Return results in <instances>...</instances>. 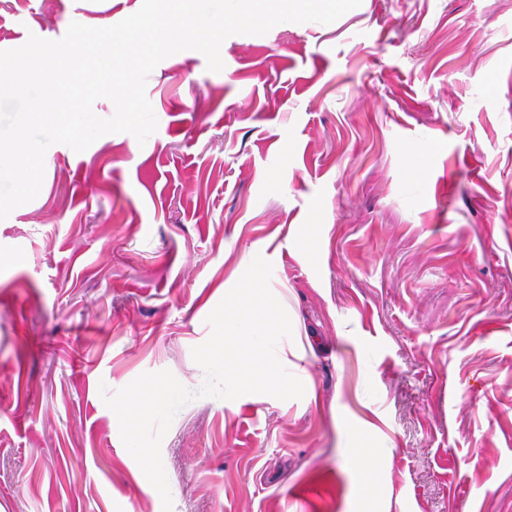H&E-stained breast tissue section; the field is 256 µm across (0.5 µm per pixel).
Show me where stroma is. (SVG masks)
I'll return each mask as SVG.
<instances>
[{
    "instance_id": "1",
    "label": "stroma",
    "mask_w": 512,
    "mask_h": 512,
    "mask_svg": "<svg viewBox=\"0 0 512 512\" xmlns=\"http://www.w3.org/2000/svg\"><path fill=\"white\" fill-rule=\"evenodd\" d=\"M141 4L0 0V50ZM220 54L162 60L145 143L52 145L0 220V512H163L99 388L192 383L258 255L310 384L186 404L172 512H512V0H362ZM410 186H414L417 182L422 181L423 172L426 166L431 163L435 152V147L431 146L426 149H410ZM379 449L366 447L362 439H358L356 448H349L348 462L350 467L367 480L374 473L379 458Z\"/></svg>"
}]
</instances>
